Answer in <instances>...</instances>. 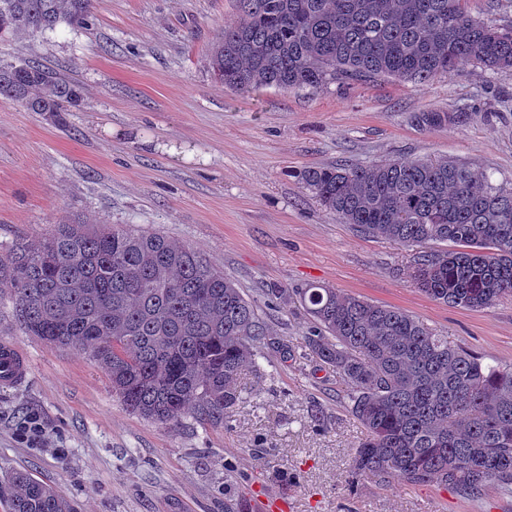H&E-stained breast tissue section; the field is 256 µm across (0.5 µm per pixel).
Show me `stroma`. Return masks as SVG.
<instances>
[{
	"mask_svg": "<svg viewBox=\"0 0 512 512\" xmlns=\"http://www.w3.org/2000/svg\"><path fill=\"white\" fill-rule=\"evenodd\" d=\"M238 14L237 0H96L87 27L0 43V65L37 60L84 95L58 120L0 103V245L73 222L158 231L223 269L271 331L267 377L242 374L251 395L226 425L169 428L129 412L87 353L36 341L0 303V344L31 364L23 383L0 386V478L27 472L76 512H227L241 496L287 512H512L492 489L471 500L353 480L364 430L335 372L301 359L309 320L291 295L321 284L397 307L512 364L511 296L479 310L433 300L405 274L411 249L341 223L301 181L314 166L450 158L512 188V70L235 92L215 82L209 54ZM422 112L446 120L428 127ZM141 135L159 150H142ZM33 415L45 425L36 445L18 436Z\"/></svg>",
	"mask_w": 512,
	"mask_h": 512,
	"instance_id": "stroma-1",
	"label": "stroma"
}]
</instances>
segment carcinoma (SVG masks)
Segmentation results:
<instances>
[{
    "label": "carcinoma",
    "mask_w": 512,
    "mask_h": 512,
    "mask_svg": "<svg viewBox=\"0 0 512 512\" xmlns=\"http://www.w3.org/2000/svg\"><path fill=\"white\" fill-rule=\"evenodd\" d=\"M209 67L224 88L317 91L378 80L427 83L465 65L512 69V26L472 18L461 0H238ZM93 0H0V39L89 25ZM0 99L54 117L81 86L31 61L0 67ZM302 182L343 224L417 247L409 276L468 310L512 295V188L451 159L316 166ZM453 248L428 251L433 243ZM12 315L36 340L85 351L132 413L165 426H222L261 369L269 328L224 272L148 230L59 224L0 254ZM309 357L336 372L366 435L352 479L433 483L470 498L512 495V367L448 344L406 311L320 286L301 292ZM9 512H75L16 471Z\"/></svg>",
    "instance_id": "1"
}]
</instances>
